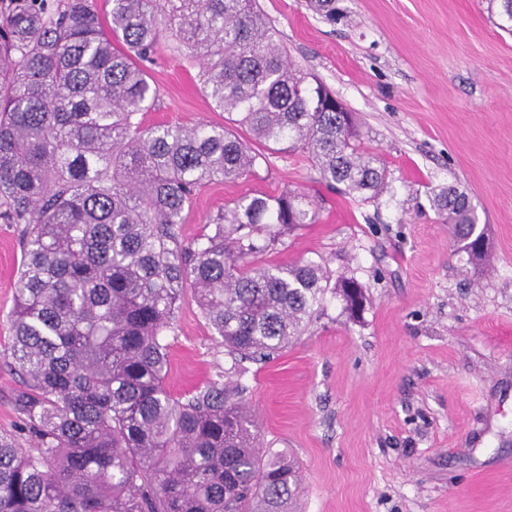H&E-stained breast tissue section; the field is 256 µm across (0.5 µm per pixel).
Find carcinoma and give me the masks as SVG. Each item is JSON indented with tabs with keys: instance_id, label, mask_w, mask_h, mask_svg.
<instances>
[{
	"instance_id": "obj_1",
	"label": "carcinoma",
	"mask_w": 512,
	"mask_h": 512,
	"mask_svg": "<svg viewBox=\"0 0 512 512\" xmlns=\"http://www.w3.org/2000/svg\"><path fill=\"white\" fill-rule=\"evenodd\" d=\"M9 0L0 9V220L22 267L9 358L31 446L0 435V512H295L298 463L265 448L246 387L224 375L166 386L183 290L232 358L262 361L301 335L330 292L363 288L314 261L264 256L319 218L311 196L246 195L179 239L203 188L257 174L286 145L318 182L374 201L390 173L353 113L292 68L256 0ZM166 30L200 61L220 124L155 123L147 64ZM431 204L470 261L487 255L467 193Z\"/></svg>"
}]
</instances>
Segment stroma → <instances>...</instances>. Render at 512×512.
Returning a JSON list of instances; mask_svg holds the SVG:
<instances>
[{"instance_id":"1","label":"stroma","mask_w":512,"mask_h":512,"mask_svg":"<svg viewBox=\"0 0 512 512\" xmlns=\"http://www.w3.org/2000/svg\"><path fill=\"white\" fill-rule=\"evenodd\" d=\"M295 67L358 119L390 185L362 202L322 190L308 154L277 152L257 175L205 187L180 226L193 241L238 198L322 194L317 223L270 261L355 279L363 309L327 297L278 356L247 363L244 399L267 447L301 467V512H512V34L485 0H259ZM146 123H219L198 67L161 34ZM467 189L488 236L468 264L438 223L432 191ZM20 227L0 223V433L22 436L9 364ZM167 386L181 394L231 364L184 289Z\"/></svg>"}]
</instances>
